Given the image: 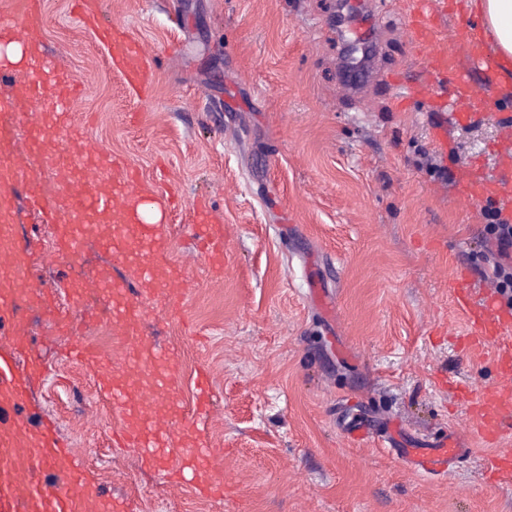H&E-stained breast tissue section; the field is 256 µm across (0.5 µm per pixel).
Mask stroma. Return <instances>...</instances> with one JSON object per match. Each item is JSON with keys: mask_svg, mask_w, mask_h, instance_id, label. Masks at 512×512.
I'll use <instances>...</instances> for the list:
<instances>
[{"mask_svg": "<svg viewBox=\"0 0 512 512\" xmlns=\"http://www.w3.org/2000/svg\"><path fill=\"white\" fill-rule=\"evenodd\" d=\"M409 3L100 0L91 27L73 0H41L13 35L36 33L44 60L80 82L70 110L86 116L87 138L136 170L140 200L160 203L169 245L157 264L182 269L183 315L142 298L139 349L177 350L182 411L202 372L215 401L199 440L224 459L185 468L180 486L114 444L129 421L99 385L130 347L94 293L76 302L71 291L119 270L95 243L76 258L53 253V225L16 188V239L46 247L31 272L87 316L81 340L100 360L65 358L68 339L50 315L22 308L47 370L18 415L55 420L105 498L131 512H512V484H493L484 467L497 447L512 449V433L482 441L464 398L493 391L500 370L468 348L471 328L448 292L460 268L473 298L489 289L491 206L460 197L454 172L474 160L494 172L498 127L447 126L430 99L411 101L427 73L403 34ZM101 25L147 53L142 90L111 65ZM440 126L444 150L433 139ZM200 200L223 234L219 276L190 228ZM314 282L332 293V310L311 302ZM351 419L391 445L348 441ZM450 434L467 460L448 476L421 474L402 454ZM213 481L223 498L203 493Z\"/></svg>", "mask_w": 512, "mask_h": 512, "instance_id": "stroma-1", "label": "stroma"}]
</instances>
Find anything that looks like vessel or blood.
<instances>
[{"mask_svg": "<svg viewBox=\"0 0 512 512\" xmlns=\"http://www.w3.org/2000/svg\"><path fill=\"white\" fill-rule=\"evenodd\" d=\"M448 16V0H412L404 16V27L410 45L426 52L429 83L452 84L450 100H436V109H449L452 121L464 125L481 116L498 122L499 133L494 150L496 177H488L482 165L473 163L456 172L458 192L473 201L506 204L505 216L512 220V121L501 118L499 108L490 106L485 94L465 76L463 66L470 63L492 71L495 60L481 51L468 30L461 29L450 38L440 35V22ZM103 38L111 58L123 64L122 77L132 86H141L147 77V56L130 37L104 32ZM73 83L64 73L45 76L33 71L24 86L31 101L54 97L56 105L26 129L24 148L38 160L37 167L23 168L14 160V137L10 125H0V325L9 324V334L0 336V512H122V502L103 500L89 488L80 462L60 440L55 427L34 426L14 412L29 397V380L44 373L45 364L33 356L25 368H18L15 356L28 347L29 338L19 319L21 305L50 307L51 294L31 278L29 248L15 243L11 216L13 194L18 181H25L33 203L46 223L55 225L59 251L78 254L91 227L87 218L111 219L114 228L103 241L105 249L116 259H126L133 250L146 246L163 250L166 236L153 224L135 223L128 193L79 190L75 182L79 174H98L113 163L111 155L83 140L65 103ZM429 83L415 84L414 95L424 94ZM64 134L70 145L68 153L51 152L45 147L49 131ZM49 169L53 182H46L40 169ZM467 277L456 273L448 283L456 296V307L473 329L478 347L491 352L500 369L502 383L489 393L473 398L471 417L483 439L497 441L512 429V309L500 306L493 297L476 301L466 296ZM113 311V324L122 334L136 335L143 309L133 300L125 286L113 283L108 291ZM129 363L141 372H156L167 392H174L176 363L172 354L155 353L145 358L130 355ZM114 410L127 415L139 403L149 402L155 418L148 427L129 429L128 447L141 451V463L150 470L170 472L173 453H180L195 468L212 465L219 452L195 442L198 426L209 419L207 408H198L191 419L172 423L171 400L157 398L142 389L136 381L122 379L111 387ZM405 454L415 468L434 475L449 474L452 465L465 456L454 439L447 438L432 448H409ZM491 482L512 481V450L489 458L485 464ZM53 481H45V473Z\"/></svg>", "mask_w": 512, "mask_h": 512, "instance_id": "b4317fda", "label": "vessel or blood"}]
</instances>
